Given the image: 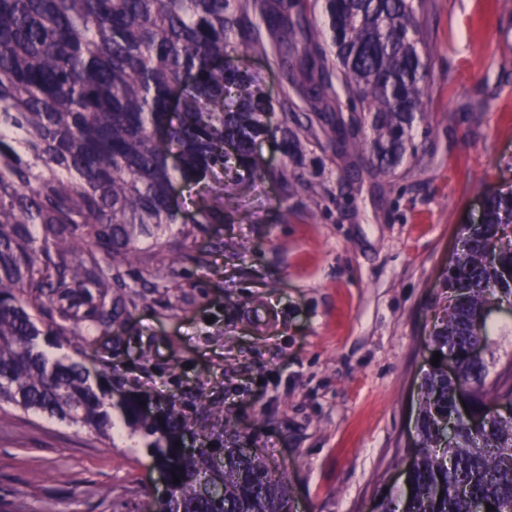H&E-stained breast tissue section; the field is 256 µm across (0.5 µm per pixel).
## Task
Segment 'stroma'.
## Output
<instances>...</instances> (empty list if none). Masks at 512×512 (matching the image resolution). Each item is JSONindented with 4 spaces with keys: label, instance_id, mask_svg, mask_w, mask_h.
Segmentation results:
<instances>
[{
    "label": "stroma",
    "instance_id": "35a3bbf8",
    "mask_svg": "<svg viewBox=\"0 0 512 512\" xmlns=\"http://www.w3.org/2000/svg\"><path fill=\"white\" fill-rule=\"evenodd\" d=\"M415 37L428 103L393 170L311 143L291 195L281 141L266 139L223 222L201 225L195 203L215 180L175 182L190 235L125 269L110 335L53 351L158 407L176 402L187 446L257 449L287 474L296 512H371L401 493L461 228L512 191V0H425ZM249 66L279 107L272 124L305 126L273 56ZM161 488L120 434L0 409V512H145Z\"/></svg>",
    "mask_w": 512,
    "mask_h": 512
}]
</instances>
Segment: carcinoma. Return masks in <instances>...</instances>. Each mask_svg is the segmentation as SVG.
I'll list each match as a JSON object with an SVG mask.
<instances>
[{"label": "carcinoma", "mask_w": 512, "mask_h": 512, "mask_svg": "<svg viewBox=\"0 0 512 512\" xmlns=\"http://www.w3.org/2000/svg\"><path fill=\"white\" fill-rule=\"evenodd\" d=\"M422 6L321 0L330 58L306 0H0V409L104 436L118 411L145 436L155 465L179 479L154 512H289L286 476L261 457L241 448L184 456L175 442L190 423L176 405L148 422L139 395L113 401L110 376L51 360L41 345L110 333L124 310L113 291L121 268L181 223L169 200L174 179L198 185L222 173L216 202L201 198L196 220L222 223L238 172L259 169L252 146L275 133L266 120L274 107L229 46L273 49L309 110L336 113L324 136L344 151L367 148L390 169L426 104V63L410 34ZM184 76L172 112L170 88ZM287 124L286 151L300 158L304 141ZM461 232L433 336L434 351H456L459 369L424 374L416 462L381 512H512V413L490 414L512 405V355L490 377L497 332L484 320L491 304L512 299V191L490 198L482 223ZM214 467L224 489L212 494L201 479Z\"/></svg>", "instance_id": "carcinoma-1"}]
</instances>
